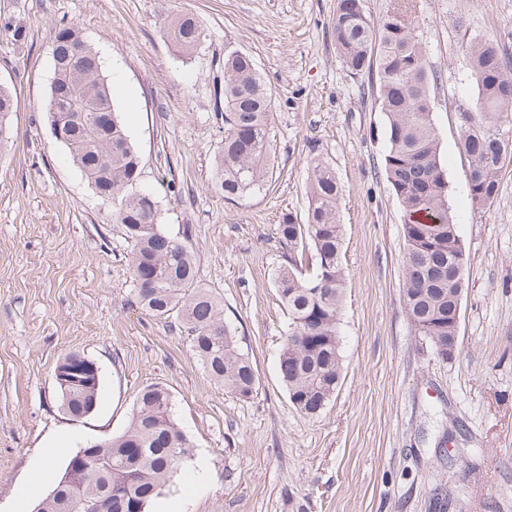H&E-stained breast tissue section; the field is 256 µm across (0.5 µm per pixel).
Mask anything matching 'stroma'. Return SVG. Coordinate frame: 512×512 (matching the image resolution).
<instances>
[{
	"label": "stroma",
	"mask_w": 512,
	"mask_h": 512,
	"mask_svg": "<svg viewBox=\"0 0 512 512\" xmlns=\"http://www.w3.org/2000/svg\"><path fill=\"white\" fill-rule=\"evenodd\" d=\"M438 82L433 119L467 266L458 351L442 359L412 332L402 293L403 213L384 173L385 116L369 75L351 74L332 33L336 0H0V83L16 132L0 158V512H10L43 448L67 451L122 433L137 393L162 383L191 444L161 498L186 512H512V160L491 206L473 208L458 109L474 103L467 43L512 63V0H404ZM206 30L189 55L164 20ZM77 28L100 54L115 108L141 158L162 230H192L197 279L224 306L254 365L251 399L225 393L179 325L133 303L123 225L94 193L47 111L56 32ZM249 54L271 98L273 171L225 199L216 90L224 46ZM341 186L345 302L342 374L321 413L300 415L278 373L288 314L273 286L278 226L304 215L315 163ZM78 352L100 370L97 408L74 421L54 369ZM445 449L452 467L439 468ZM207 480H195L198 470Z\"/></svg>",
	"instance_id": "stroma-1"
}]
</instances>
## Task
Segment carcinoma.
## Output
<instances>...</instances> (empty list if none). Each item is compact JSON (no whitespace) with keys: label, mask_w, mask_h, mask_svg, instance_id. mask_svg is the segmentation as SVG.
Here are the masks:
<instances>
[{"label":"carcinoma","mask_w":512,"mask_h":512,"mask_svg":"<svg viewBox=\"0 0 512 512\" xmlns=\"http://www.w3.org/2000/svg\"><path fill=\"white\" fill-rule=\"evenodd\" d=\"M336 48L348 71L376 77L377 102L386 121L384 172L404 212L403 302L414 335L434 348L456 335L454 304L465 287L466 255L448 206V181L440 158L430 92L433 74L417 34L418 22L398 7L374 26L365 0H336L331 22ZM163 31L185 53L206 39L190 15L163 23ZM477 98L460 109V144L469 163L467 188L481 209L499 193V173L512 157V74L491 42L466 47ZM47 109L54 139L63 144L134 243L129 258L136 306L160 318H176L187 329L192 352L224 391L241 400L259 384L240 351L221 303L196 281L190 243L166 235L154 195L139 186L141 160L114 108L98 51L71 28L59 30ZM224 139L216 171L227 199L261 189L269 177L270 91L252 57L224 47ZM12 94L0 86V150L12 139ZM304 217L284 215L278 230L288 253L273 285L288 313L289 328L278 370L294 409L314 417L327 405L342 374L340 315L345 291L341 263L342 225L337 217L340 186L319 162L308 183ZM315 266L303 272L306 252ZM61 409L76 420L95 408L98 387L59 384ZM106 460L93 466L79 487L58 482L37 512H146L180 470L190 443L172 416V400L159 383L137 395L128 427L101 441Z\"/></svg>","instance_id":"carcinoma-1"}]
</instances>
